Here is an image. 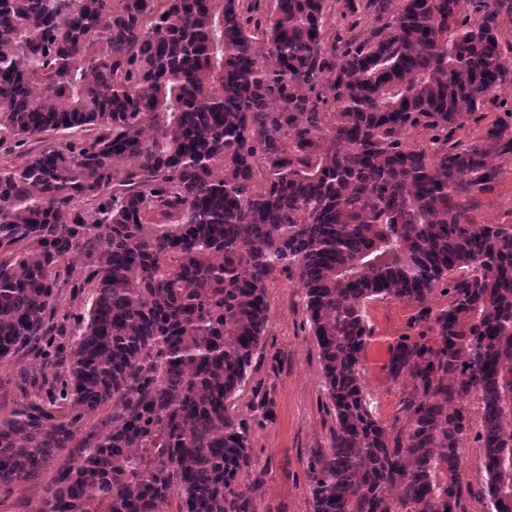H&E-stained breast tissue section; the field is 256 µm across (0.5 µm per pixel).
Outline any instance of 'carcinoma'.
<instances>
[{"mask_svg": "<svg viewBox=\"0 0 512 512\" xmlns=\"http://www.w3.org/2000/svg\"><path fill=\"white\" fill-rule=\"evenodd\" d=\"M506 21L512 0H0V367L24 371L0 495L52 470L37 512H255L232 407L287 273L336 422L312 512H512V221L475 215L512 159L486 108ZM384 301L412 309L388 420L364 363Z\"/></svg>", "mask_w": 512, "mask_h": 512, "instance_id": "carcinoma-1", "label": "carcinoma"}]
</instances>
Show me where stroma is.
Segmentation results:
<instances>
[{
  "mask_svg": "<svg viewBox=\"0 0 512 512\" xmlns=\"http://www.w3.org/2000/svg\"><path fill=\"white\" fill-rule=\"evenodd\" d=\"M478 218L486 224L512 220V159L481 198ZM268 332L255 354L249 379L233 412L248 426L255 468L246 482L256 512H312L307 470L328 447L336 426L325 408L315 339L305 323L302 292L280 276L269 290ZM384 356L366 357L368 388L379 414L390 418L401 389L388 378Z\"/></svg>",
  "mask_w": 512,
  "mask_h": 512,
  "instance_id": "1",
  "label": "stroma"
}]
</instances>
